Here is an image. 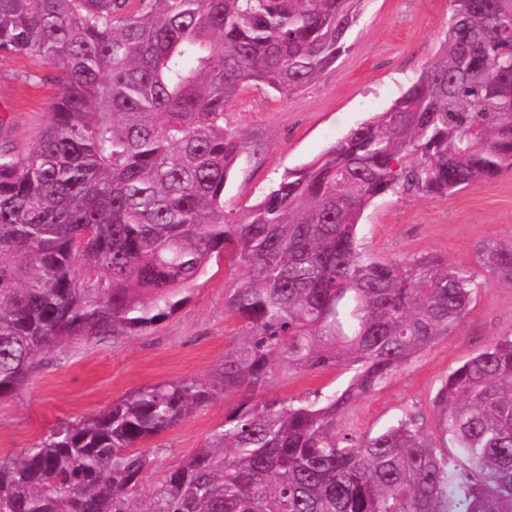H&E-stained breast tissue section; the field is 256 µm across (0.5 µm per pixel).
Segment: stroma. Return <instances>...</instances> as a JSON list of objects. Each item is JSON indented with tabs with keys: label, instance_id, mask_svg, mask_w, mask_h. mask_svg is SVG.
Returning a JSON list of instances; mask_svg holds the SVG:
<instances>
[{
	"label": "stroma",
	"instance_id": "1",
	"mask_svg": "<svg viewBox=\"0 0 512 512\" xmlns=\"http://www.w3.org/2000/svg\"><path fill=\"white\" fill-rule=\"evenodd\" d=\"M451 13L449 0H366L346 51L318 81L289 98L246 87L224 120L249 150L224 190L225 209L256 204L286 171L322 154L371 115L387 110L437 55ZM51 68L34 57L0 53V149L23 153L41 135L59 91ZM358 236L380 258L436 255L473 267L484 241L512 242V171L452 195L378 199L364 213ZM245 266L213 257L187 299L151 328L120 339L83 336L43 356L28 383L0 400V459L12 458L58 427L102 413L143 387L194 379L214 389V401L142 450L151 464L139 488L146 498L165 473L200 448L240 401L224 387V357L242 341L224 297ZM512 332V286L479 290L463 322L402 362L373 392L353 404L341 432L375 434L407 414L433 433L431 401L448 373ZM350 372L280 371L266 394L288 400L344 388Z\"/></svg>",
	"mask_w": 512,
	"mask_h": 512
}]
</instances>
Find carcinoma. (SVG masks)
<instances>
[{
    "label": "carcinoma",
    "instance_id": "1",
    "mask_svg": "<svg viewBox=\"0 0 512 512\" xmlns=\"http://www.w3.org/2000/svg\"><path fill=\"white\" fill-rule=\"evenodd\" d=\"M366 2L0 0V53L41 59L60 85L39 139L0 150V399L67 340L166 318L214 255L247 268L225 300L245 342L224 357V389L241 401L146 504L137 444L208 406L202 382L142 388L0 459V512H512L511 333L442 382L436 434L415 415L337 432L480 287L434 255L371 256L357 228L378 198L512 171V0H450L438 56L386 111L249 211L224 210L248 150L226 107L248 84L286 98L314 84ZM476 260L486 283L512 284V243L484 242ZM339 367L353 372L341 391L255 400L282 369Z\"/></svg>",
    "mask_w": 512,
    "mask_h": 512
}]
</instances>
